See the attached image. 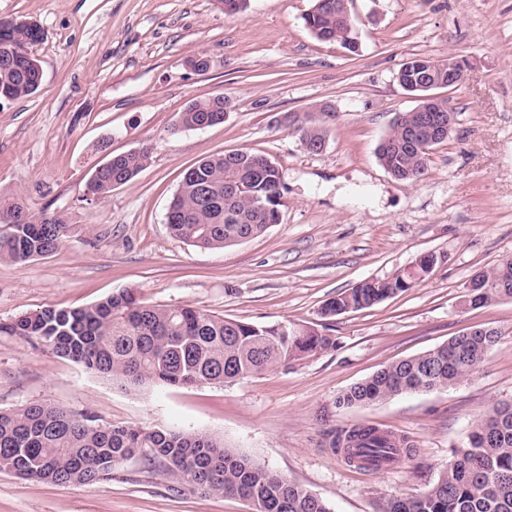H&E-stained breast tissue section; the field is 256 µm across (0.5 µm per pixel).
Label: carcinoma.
<instances>
[{"label":"carcinoma","instance_id":"cac0c4a2","mask_svg":"<svg viewBox=\"0 0 512 512\" xmlns=\"http://www.w3.org/2000/svg\"><path fill=\"white\" fill-rule=\"evenodd\" d=\"M305 18L317 39L355 46V28L342 0H313ZM38 30L17 19H0V101L35 93L32 47ZM448 80V68L415 56L399 69L401 85L422 80L425 70ZM229 102L222 97L191 103L178 113L174 129H205L224 122ZM289 127L306 150L321 151L330 138L326 120L296 116ZM432 123L413 138L399 124L377 147L380 165L397 180L417 182L427 166L418 148L445 141ZM150 148L112 156L86 183L85 200L110 196L113 183L131 182L150 161ZM283 185L275 163L238 150L204 158L184 173L167 212L170 233L205 249H224L264 233L277 223ZM0 261L25 262L53 253L73 232L61 211L31 213L22 197L0 195ZM436 264L433 255L415 258L386 278L357 283L320 309L325 319L368 308L425 280ZM464 307L480 308L512 298V256L470 279ZM0 334L35 339L53 353L87 370L130 386L233 384L311 355L336 348V338L317 329L288 323L257 325L208 314L191 305L160 307L125 289L77 309L45 308L0 322ZM497 329L459 334L424 353L390 364L336 397V408L366 406L392 397L454 386L486 360L499 341ZM329 447L341 449L346 462L380 469L397 463L410 447L408 438L372 426L328 433ZM148 448L173 478L196 489L238 497L253 512H330L311 491L279 473L236 454L224 441L194 431L154 430L106 425L89 413L41 402L0 410V472L51 483H90L121 461ZM378 512H512V404H496L477 419L467 442L451 450L448 463L429 489L418 495L388 498Z\"/></svg>","mask_w":512,"mask_h":512}]
</instances>
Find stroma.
Wrapping results in <instances>:
<instances>
[{
    "label": "stroma",
    "instance_id": "1",
    "mask_svg": "<svg viewBox=\"0 0 512 512\" xmlns=\"http://www.w3.org/2000/svg\"><path fill=\"white\" fill-rule=\"evenodd\" d=\"M312 0H0V18L36 23L43 79L0 103V192L33 213L79 225L55 252L0 262V322L47 307L80 308L124 289L152 305L269 325L327 329L336 349L225 386L134 388L87 371L38 341L0 334V410L42 402L105 422L223 439L237 454L319 496L331 512H376L417 495L495 403L512 401V299L459 298L473 274L512 255V0H351L358 48L314 38ZM206 56V70L192 59ZM422 55L453 56L469 78L451 92L455 131L424 176L395 179L376 147L415 105L396 80ZM229 100L222 124L175 130L179 112ZM333 114L322 152L292 133L293 116ZM150 146L151 161L101 201L85 184L111 156ZM236 150L269 157L284 184L280 220L222 250L175 238L169 203L187 168ZM438 258L417 287L331 319L329 298ZM475 328L501 331L484 364L447 389L337 410V395L381 368ZM373 425L408 437L410 453L367 472L327 433ZM0 512H252L243 499L176 483L149 452L88 484L0 473Z\"/></svg>",
    "mask_w": 512,
    "mask_h": 512
}]
</instances>
